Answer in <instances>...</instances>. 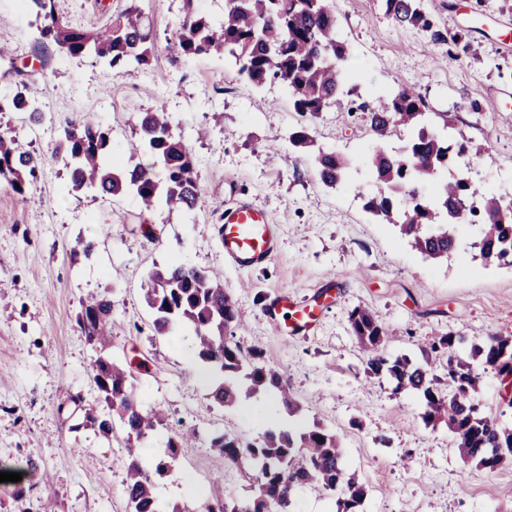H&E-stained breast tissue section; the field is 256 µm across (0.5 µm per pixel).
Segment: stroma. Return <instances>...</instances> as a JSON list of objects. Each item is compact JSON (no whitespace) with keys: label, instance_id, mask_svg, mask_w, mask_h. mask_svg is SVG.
<instances>
[{"label":"stroma","instance_id":"obj_1","mask_svg":"<svg viewBox=\"0 0 512 512\" xmlns=\"http://www.w3.org/2000/svg\"><path fill=\"white\" fill-rule=\"evenodd\" d=\"M128 4L57 0V10L72 26L96 30ZM335 4L348 48L341 67L358 72L357 89L311 117L294 112L283 85L254 88L227 60L172 67L167 41L182 0H139L155 37L142 69H110L41 46L25 0H0V46L8 50L0 57V94L36 73L47 115L38 139L28 119L0 118L44 159L25 196L0 184V468L27 475L0 483V512H130L124 434L104 437L84 420L99 394L96 351L77 315L95 291L112 299L113 359L132 366L142 407L166 415L145 443L146 459L164 455L174 432H198L179 449L176 472L159 482V495L199 510L217 478L225 495L250 494L249 474L228 468L210 439H256L286 414L263 392L231 409L214 407L191 338L156 333L143 288L150 269L173 262L222 272L225 291L247 314L234 343L244 352L262 348L303 416L340 437L348 468L368 487L364 512H512V464L489 472L463 463L447 428L423 421L417 393L367 374L348 321L355 307L371 309L385 332V354L419 363L426 339L464 337L455 358L480 374V400L512 427L501 379L471 357L472 345L487 336H512V268L475 258L478 229L471 225L461 228L447 261L424 259L397 227L365 208L376 146L367 109L400 89L422 96L432 127L464 131L474 146L488 147L470 170L480 195L512 193V0H423L427 31L399 25L380 0ZM159 102L195 157L201 207L148 210L131 196L72 190L55 157L65 119L80 113L109 126L112 150L126 160L139 112ZM301 126L317 147L351 159L348 184L319 181L312 159L288 141ZM241 194L267 211L280 243L277 256L252 271L225 265L212 236L225 203ZM83 240L95 241L91 254H75ZM278 291L323 297L315 333L284 332L268 317L267 297Z\"/></svg>","mask_w":512,"mask_h":512}]
</instances>
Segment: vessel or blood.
I'll use <instances>...</instances> for the list:
<instances>
[{
  "instance_id": "vessel-or-blood-1",
  "label": "vessel or blood",
  "mask_w": 512,
  "mask_h": 512,
  "mask_svg": "<svg viewBox=\"0 0 512 512\" xmlns=\"http://www.w3.org/2000/svg\"><path fill=\"white\" fill-rule=\"evenodd\" d=\"M214 236L225 264L242 270L262 267L278 250L266 211L245 196L225 207L221 224L214 227ZM268 311L273 319L283 321L294 331L316 328L321 315L317 306L293 301L283 292L271 296Z\"/></svg>"
}]
</instances>
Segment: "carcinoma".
Returning <instances> with one entry per match:
<instances>
[{
  "mask_svg": "<svg viewBox=\"0 0 512 512\" xmlns=\"http://www.w3.org/2000/svg\"><path fill=\"white\" fill-rule=\"evenodd\" d=\"M38 22L42 41L72 57H94L112 69L147 66L154 54L153 34L145 25L136 3L98 31L70 26L56 10L55 0H27ZM179 31L170 45L169 61L177 65L199 57L229 56L238 72L252 86L261 88L273 80L288 89L294 111L317 115L350 93L351 74L336 62L347 48L338 34L334 0H225L220 19L200 11L196 0H183ZM385 13L403 26L428 30L431 22L421 0H382ZM38 81H22L10 93L0 95V115H27L42 121ZM422 97L403 89L378 100L369 109L371 132L384 141L396 131H405L399 148L376 146L369 167L376 192L365 207L382 224L399 228L412 250L434 262L448 260L456 248L457 232L470 216L481 213L479 238L472 243L485 262L512 267V202L484 197L473 205L474 188L464 176L439 186L435 196L422 193V186L441 171L456 167L472 156L462 132L451 138L426 126ZM139 139L132 147L135 162L108 165L111 129L89 118L69 120L63 126L56 154L69 171L75 191L103 196L131 195L145 208L156 205L189 212L201 204V190L193 156L182 138L173 132L163 108L138 116ZM299 149L312 150L314 170L326 186H336L351 160L340 154L313 150L308 129L300 127L289 138ZM42 156L0 126V183L19 194L38 178ZM144 299L153 317V327L165 335L177 327L190 333L198 358L211 368L214 379L210 401L232 408L242 399L261 391L279 400L288 416V428L271 429L261 438L243 440L221 434L211 447L224 460L257 476L253 493L244 501L226 497L215 481L204 512H290L299 488L318 492L342 490L337 512H359L368 490L359 475L345 464L344 448L336 433L320 422L308 425L299 418L288 379L266 365L263 352L255 348L243 354L227 332L244 322V312L224 291L221 274L185 263H173L151 271ZM351 330L366 357L372 375L387 374L396 389L419 393L424 403L423 419L444 424L454 435L460 458L488 471L512 462V428L480 406V376L467 364L454 361L453 350L463 337L448 333L428 344V354L447 358V389L439 388L427 368L407 356L388 358L383 353L385 332L376 316L363 307L349 315ZM78 323L87 341L98 350L94 383L102 406L85 411V419L105 437L115 425L125 434L128 465L125 492L132 512H195L179 502L162 500L154 474L171 472L160 462L155 471L144 463L143 443L163 425L161 413L142 409L133 395L132 372L109 354L112 299L105 293L82 303ZM472 358L507 379L512 376V336L492 335L472 347Z\"/></svg>",
  "mask_w": 512,
  "mask_h": 512,
  "instance_id": "1",
  "label": "carcinoma"
}]
</instances>
